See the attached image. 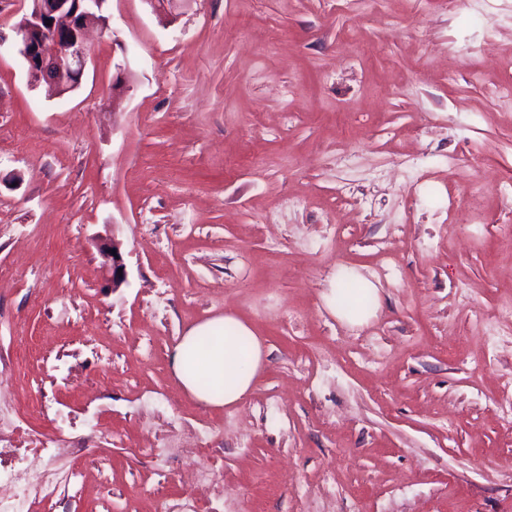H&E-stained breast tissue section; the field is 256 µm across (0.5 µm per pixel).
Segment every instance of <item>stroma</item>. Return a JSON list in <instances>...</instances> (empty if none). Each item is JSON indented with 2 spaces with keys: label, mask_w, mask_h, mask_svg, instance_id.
Returning <instances> with one entry per match:
<instances>
[{
  "label": "stroma",
  "mask_w": 512,
  "mask_h": 512,
  "mask_svg": "<svg viewBox=\"0 0 512 512\" xmlns=\"http://www.w3.org/2000/svg\"><path fill=\"white\" fill-rule=\"evenodd\" d=\"M27 9L0 0V387L112 459L31 512H133L197 469L224 512H512V0H105L62 96L13 46ZM341 267L378 289L363 324L325 304ZM227 312L267 360L217 409L169 354Z\"/></svg>",
  "instance_id": "1"
}]
</instances>
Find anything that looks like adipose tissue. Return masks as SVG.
Masks as SVG:
<instances>
[{
    "label": "adipose tissue",
    "instance_id": "obj_1",
    "mask_svg": "<svg viewBox=\"0 0 512 512\" xmlns=\"http://www.w3.org/2000/svg\"><path fill=\"white\" fill-rule=\"evenodd\" d=\"M376 286L359 274L332 279L324 299L340 318L365 322ZM265 348L250 326L227 313L190 327L174 346L170 363L179 385L199 403L230 407L251 393L264 368Z\"/></svg>",
    "mask_w": 512,
    "mask_h": 512
}]
</instances>
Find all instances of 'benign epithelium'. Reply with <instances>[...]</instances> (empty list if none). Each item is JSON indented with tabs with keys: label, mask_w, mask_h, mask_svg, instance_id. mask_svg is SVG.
Returning <instances> with one entry per match:
<instances>
[{
	"label": "benign epithelium",
	"mask_w": 512,
	"mask_h": 512,
	"mask_svg": "<svg viewBox=\"0 0 512 512\" xmlns=\"http://www.w3.org/2000/svg\"><path fill=\"white\" fill-rule=\"evenodd\" d=\"M105 0H37L35 14L25 13L15 28L17 52L26 63L28 73L35 80H45L56 94H62L63 81L76 77L72 86L80 84L88 64L86 34L96 23L107 28V20L100 11ZM116 254L109 253V250ZM118 246L103 249L112 260V287L126 281L127 273Z\"/></svg>",
	"instance_id": "7a95c632"
}]
</instances>
